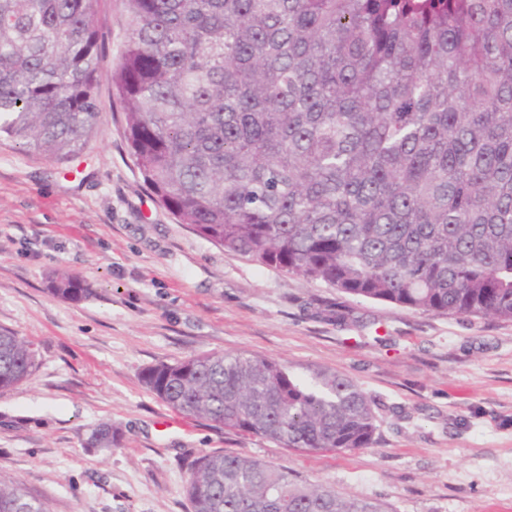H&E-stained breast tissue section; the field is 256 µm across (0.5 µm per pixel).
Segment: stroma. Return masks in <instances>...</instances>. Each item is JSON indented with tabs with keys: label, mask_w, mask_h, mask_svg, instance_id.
Returning <instances> with one entry per match:
<instances>
[{
	"label": "stroma",
	"mask_w": 512,
	"mask_h": 512,
	"mask_svg": "<svg viewBox=\"0 0 512 512\" xmlns=\"http://www.w3.org/2000/svg\"><path fill=\"white\" fill-rule=\"evenodd\" d=\"M97 20L99 136L69 163L0 139V328L36 351L33 376L0 391V477L50 512H192L193 461L245 453L389 512H512V320L357 299L199 237L123 135L110 79L128 36L121 0H99ZM54 271L92 295L52 294ZM214 352L352 380L379 403L376 444L291 451L183 416L140 381ZM103 427L108 448L93 441Z\"/></svg>",
	"instance_id": "35a3bbf8"
}]
</instances>
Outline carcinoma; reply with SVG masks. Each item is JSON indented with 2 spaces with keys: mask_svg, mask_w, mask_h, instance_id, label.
<instances>
[{
  "mask_svg": "<svg viewBox=\"0 0 512 512\" xmlns=\"http://www.w3.org/2000/svg\"><path fill=\"white\" fill-rule=\"evenodd\" d=\"M112 73L160 203L260 266L415 311L512 320V0H124ZM97 0H0V137L62 161L100 133ZM52 292L92 294L56 272ZM0 330V389L34 372ZM175 411L292 450L370 448L336 373L213 353L145 368ZM192 512H387L254 457L206 454ZM0 512H50L0 478Z\"/></svg>",
  "mask_w": 512,
  "mask_h": 512,
  "instance_id": "cac0c4a2",
  "label": "carcinoma"
}]
</instances>
